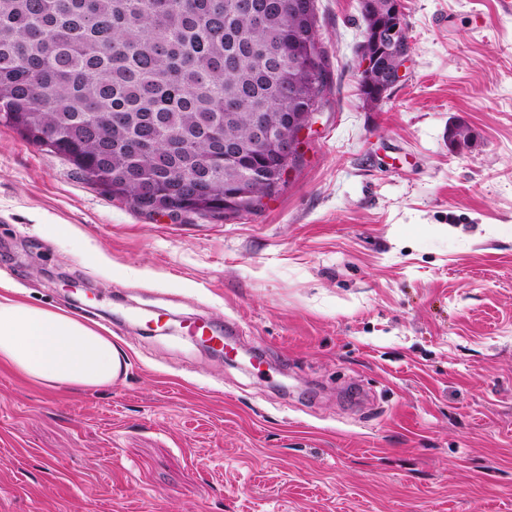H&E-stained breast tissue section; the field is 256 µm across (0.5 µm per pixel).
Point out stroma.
Wrapping results in <instances>:
<instances>
[{"label": "stroma", "mask_w": 512, "mask_h": 512, "mask_svg": "<svg viewBox=\"0 0 512 512\" xmlns=\"http://www.w3.org/2000/svg\"><path fill=\"white\" fill-rule=\"evenodd\" d=\"M404 8L370 109L358 0H315L330 87L249 213L140 212L0 124V280L129 361L88 391L0 367V512H512V13Z\"/></svg>", "instance_id": "35a3bbf8"}]
</instances>
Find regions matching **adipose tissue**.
<instances>
[{
    "label": "adipose tissue",
    "instance_id": "obj_1",
    "mask_svg": "<svg viewBox=\"0 0 512 512\" xmlns=\"http://www.w3.org/2000/svg\"><path fill=\"white\" fill-rule=\"evenodd\" d=\"M0 365L39 387L88 389L112 385L126 363L109 336L7 286L0 290Z\"/></svg>",
    "mask_w": 512,
    "mask_h": 512
}]
</instances>
